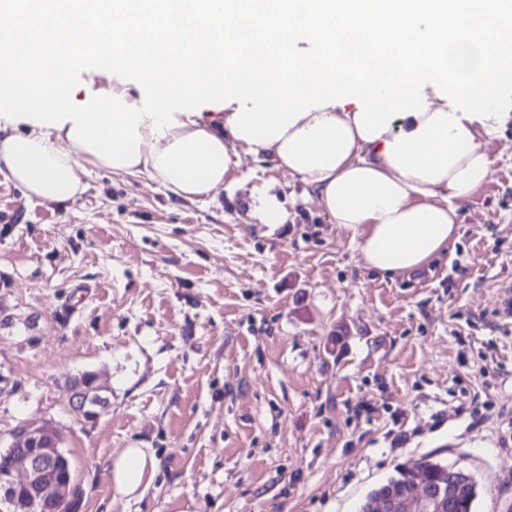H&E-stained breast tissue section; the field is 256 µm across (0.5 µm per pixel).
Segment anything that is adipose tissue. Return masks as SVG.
<instances>
[{"mask_svg":"<svg viewBox=\"0 0 512 512\" xmlns=\"http://www.w3.org/2000/svg\"><path fill=\"white\" fill-rule=\"evenodd\" d=\"M13 18L0 80L28 93L0 113V163L30 195L83 191L77 150L191 199L223 187L241 147L306 185L384 275L420 269L457 240L460 202L491 173L481 141L512 117L494 93L512 60V0H32ZM79 24L95 34L89 49L74 45ZM297 41L314 53L296 57ZM89 58L153 82L152 111H133L118 90L65 111L67 69ZM448 82L469 111L418 100L419 87ZM267 94L269 111L242 108ZM209 99L224 105L223 129L172 109ZM155 467L124 449L110 465L114 497L137 493Z\"/></svg>","mask_w":512,"mask_h":512,"instance_id":"obj_1","label":"adipose tissue"}]
</instances>
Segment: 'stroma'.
<instances>
[{
  "mask_svg": "<svg viewBox=\"0 0 512 512\" xmlns=\"http://www.w3.org/2000/svg\"><path fill=\"white\" fill-rule=\"evenodd\" d=\"M68 79L74 111L118 76ZM485 149L459 239L395 277L269 157L237 153L223 189L194 199L88 163L83 193L40 199L0 164V449L54 426L76 512H360L427 457L475 477L476 512H512V428L472 415L512 411V121ZM271 182L288 210L274 230L251 215ZM85 372L109 388L92 420L68 403ZM126 448L158 469L116 500Z\"/></svg>",
  "mask_w": 512,
  "mask_h": 512,
  "instance_id": "1",
  "label": "stroma"
}]
</instances>
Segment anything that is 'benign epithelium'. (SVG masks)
I'll return each instance as SVG.
<instances>
[{
    "label": "benign epithelium",
    "instance_id": "1",
    "mask_svg": "<svg viewBox=\"0 0 512 512\" xmlns=\"http://www.w3.org/2000/svg\"><path fill=\"white\" fill-rule=\"evenodd\" d=\"M104 387L93 377L86 386L78 380L69 391L71 406L83 416H96L97 407L89 406L90 400L101 396ZM9 458L10 465L0 470V492L3 499L11 501L13 492H27L28 512H51L55 504L66 502L74 488L73 477L56 476L59 458L58 438L47 425L27 426L17 434V441L9 448L0 449V456ZM415 503L406 498H392L373 505L376 512H411Z\"/></svg>",
    "mask_w": 512,
    "mask_h": 512
}]
</instances>
